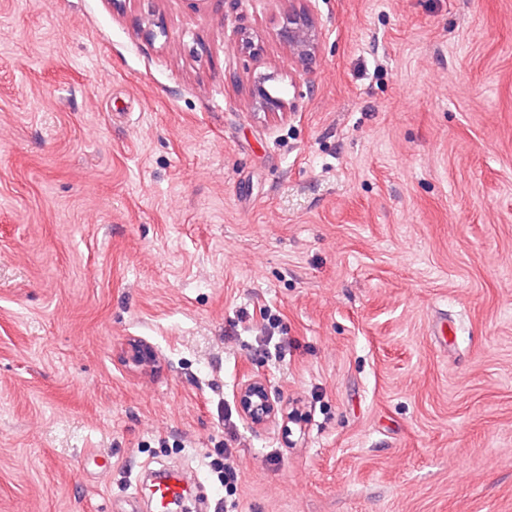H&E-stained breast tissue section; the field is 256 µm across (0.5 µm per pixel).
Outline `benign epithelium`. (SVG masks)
<instances>
[{"label":"benign epithelium","mask_w":512,"mask_h":512,"mask_svg":"<svg viewBox=\"0 0 512 512\" xmlns=\"http://www.w3.org/2000/svg\"><path fill=\"white\" fill-rule=\"evenodd\" d=\"M309 3L311 0H288V8L277 30L279 41L287 48L296 67L303 71L309 70L315 62L321 43V28ZM273 79L272 73L253 75L251 105L271 117H280L291 111L294 103L289 98L271 94L267 83ZM126 353L129 361L142 368L149 367L156 358L153 348L142 341H131ZM236 399L242 417L255 429L265 428L284 415L270 381L264 376H256L245 382L238 389Z\"/></svg>","instance_id":"obj_1"}]
</instances>
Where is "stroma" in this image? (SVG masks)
Returning a JSON list of instances; mask_svg holds the SVG:
<instances>
[{"label":"stroma","instance_id":"stroma-1","mask_svg":"<svg viewBox=\"0 0 512 512\" xmlns=\"http://www.w3.org/2000/svg\"><path fill=\"white\" fill-rule=\"evenodd\" d=\"M285 7L0 0V512H512V0ZM311 0H289L280 27L279 41L287 48L290 57L300 71H307L315 62L321 43V28ZM274 73L254 74L251 80V105L252 107L271 117H280L294 108L293 101L271 94L267 83L274 79ZM126 353L129 361L142 368L149 367L156 358L153 348L142 341H131L127 346ZM236 399L242 417L252 428L262 429L275 423L279 415L285 417L270 381L264 376H256L245 382L238 389ZM285 418L288 419L287 416ZM184 492L182 481L177 474H165L162 479L154 485L152 492L157 511H166L168 505L182 497Z\"/></svg>","mask_w":512,"mask_h":512}]
</instances>
